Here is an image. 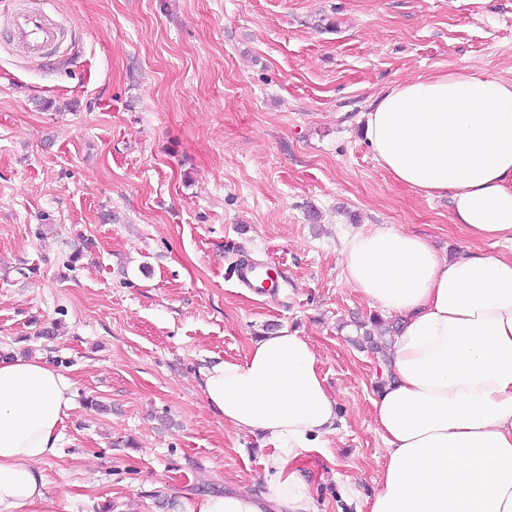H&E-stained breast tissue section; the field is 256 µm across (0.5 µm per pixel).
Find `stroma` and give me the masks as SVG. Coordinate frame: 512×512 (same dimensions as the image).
<instances>
[{"instance_id": "1", "label": "stroma", "mask_w": 512, "mask_h": 512, "mask_svg": "<svg viewBox=\"0 0 512 512\" xmlns=\"http://www.w3.org/2000/svg\"><path fill=\"white\" fill-rule=\"evenodd\" d=\"M71 48L0 34V353L73 383L42 512H187L259 492L274 452L225 427L202 373L253 338L309 337L338 431L295 466L312 512H369L385 463L391 316L344 275L375 226L464 246L449 196L394 181L362 135L396 82L512 81V0H53ZM78 261H71L72 253ZM287 283L240 287L243 258Z\"/></svg>"}]
</instances>
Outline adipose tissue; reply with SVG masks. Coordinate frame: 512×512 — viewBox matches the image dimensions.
<instances>
[{
    "label": "adipose tissue",
    "mask_w": 512,
    "mask_h": 512,
    "mask_svg": "<svg viewBox=\"0 0 512 512\" xmlns=\"http://www.w3.org/2000/svg\"><path fill=\"white\" fill-rule=\"evenodd\" d=\"M364 138L396 182L449 195L469 241L454 256L392 227L342 241L344 273L401 320L373 401L386 463L370 512H512V81L463 69L395 83L366 112ZM501 250H482L484 242ZM69 378L40 358H0V512H37ZM204 399L225 426L275 453L259 494L206 495L189 512H310L290 468L336 431L308 337L277 329L244 359L213 364Z\"/></svg>",
    "instance_id": "obj_1"
}]
</instances>
